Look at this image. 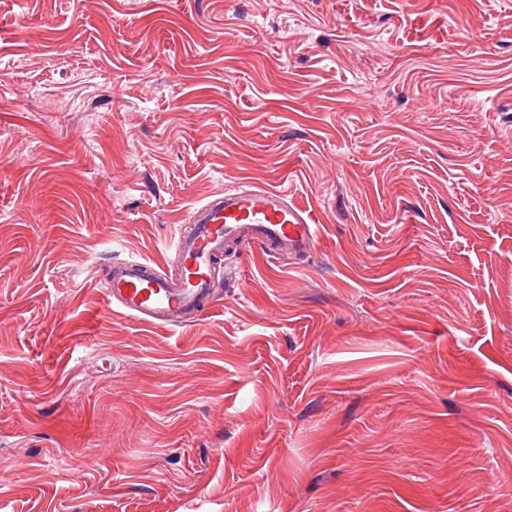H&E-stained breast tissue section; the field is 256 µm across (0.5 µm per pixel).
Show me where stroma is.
Returning a JSON list of instances; mask_svg holds the SVG:
<instances>
[{
	"mask_svg": "<svg viewBox=\"0 0 512 512\" xmlns=\"http://www.w3.org/2000/svg\"><path fill=\"white\" fill-rule=\"evenodd\" d=\"M237 181L309 256L108 303ZM0 512H512V0H0Z\"/></svg>",
	"mask_w": 512,
	"mask_h": 512,
	"instance_id": "35a3bbf8",
	"label": "stroma"
}]
</instances>
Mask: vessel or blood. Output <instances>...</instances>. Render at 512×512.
Returning <instances> with one entry per match:
<instances>
[{
    "mask_svg": "<svg viewBox=\"0 0 512 512\" xmlns=\"http://www.w3.org/2000/svg\"><path fill=\"white\" fill-rule=\"evenodd\" d=\"M320 226L283 188L238 183L194 207L175 236L179 264L159 272L144 259L113 261L101 286L127 316L155 325L197 320L211 305L217 285L216 262L228 250L257 246L268 255L309 254Z\"/></svg>",
    "mask_w": 512,
    "mask_h": 512,
    "instance_id": "b4317fda",
    "label": "vessel or blood"
}]
</instances>
